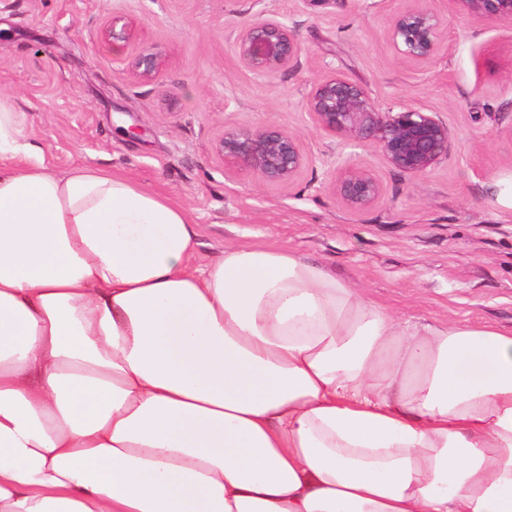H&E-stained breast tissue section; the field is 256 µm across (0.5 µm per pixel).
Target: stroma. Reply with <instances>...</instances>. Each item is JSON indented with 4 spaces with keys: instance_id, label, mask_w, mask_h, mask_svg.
I'll use <instances>...</instances> for the list:
<instances>
[{
    "instance_id": "stroma-1",
    "label": "stroma",
    "mask_w": 512,
    "mask_h": 512,
    "mask_svg": "<svg viewBox=\"0 0 512 512\" xmlns=\"http://www.w3.org/2000/svg\"><path fill=\"white\" fill-rule=\"evenodd\" d=\"M414 0H0V95L58 173L86 166L122 175L185 204L198 261L225 244L287 248L404 317L512 329V21L469 18L453 0L438 52L403 59L389 31ZM294 26L298 67L269 76L235 55L259 12ZM134 28L108 43L112 19ZM163 65L152 81L130 67L140 51ZM340 74L381 111L438 113L451 147L430 173L389 167L374 147L321 131L305 101ZM276 125L308 162L286 185L228 171L214 142L229 126ZM376 171L382 200L359 212L335 194L337 161Z\"/></svg>"
}]
</instances>
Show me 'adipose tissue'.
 I'll list each match as a JSON object with an SVG mask.
<instances>
[{"label": "adipose tissue", "mask_w": 512, "mask_h": 512, "mask_svg": "<svg viewBox=\"0 0 512 512\" xmlns=\"http://www.w3.org/2000/svg\"><path fill=\"white\" fill-rule=\"evenodd\" d=\"M197 246L0 96V512H512V331Z\"/></svg>", "instance_id": "ef3b65f1"}]
</instances>
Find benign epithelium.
I'll use <instances>...</instances> for the list:
<instances>
[{"label":"benign epithelium","instance_id":"obj_1","mask_svg":"<svg viewBox=\"0 0 512 512\" xmlns=\"http://www.w3.org/2000/svg\"><path fill=\"white\" fill-rule=\"evenodd\" d=\"M453 2L465 16L512 21V0ZM442 26L437 12L418 6L395 18L390 40L405 60H426L439 49ZM103 35L112 42L126 41L132 37V28L114 19ZM235 53L243 67L265 76L299 66L303 49L286 21L261 14L241 30ZM130 66L140 79L150 81L162 67V59L144 50ZM305 107L327 134L344 142L371 144L391 168L412 176L428 174L448 156V124L437 113L414 107L382 112L361 85L346 77L335 75L316 83ZM215 152L224 166L248 169L271 185L291 183L307 164L297 138L274 125L226 128ZM334 190L348 208L361 211L381 200L383 183L374 171L344 162L334 171Z\"/></svg>","mask_w":512,"mask_h":512}]
</instances>
